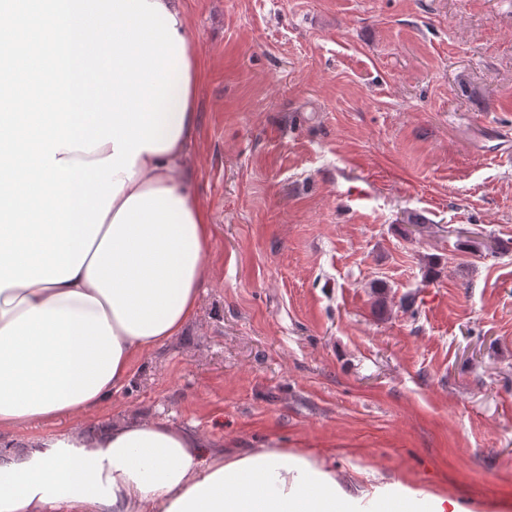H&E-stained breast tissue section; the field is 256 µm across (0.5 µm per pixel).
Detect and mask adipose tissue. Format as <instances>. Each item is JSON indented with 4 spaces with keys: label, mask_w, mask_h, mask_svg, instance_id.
<instances>
[{
    "label": "adipose tissue",
    "mask_w": 512,
    "mask_h": 512,
    "mask_svg": "<svg viewBox=\"0 0 512 512\" xmlns=\"http://www.w3.org/2000/svg\"><path fill=\"white\" fill-rule=\"evenodd\" d=\"M169 145L146 149L74 278L0 291V431L67 421L22 458L0 449V512H461L393 483L367 497L331 471L275 447L225 455L159 419L88 430L138 355L192 320L208 276V209L186 185L202 75L182 51Z\"/></svg>",
    "instance_id": "ef3b65f1"
}]
</instances>
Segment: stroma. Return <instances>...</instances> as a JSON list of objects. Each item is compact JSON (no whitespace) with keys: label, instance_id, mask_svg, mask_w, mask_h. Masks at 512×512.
<instances>
[{"label":"stroma","instance_id":"35a3bbf8","mask_svg":"<svg viewBox=\"0 0 512 512\" xmlns=\"http://www.w3.org/2000/svg\"><path fill=\"white\" fill-rule=\"evenodd\" d=\"M179 5L206 63L185 179L209 275L95 424L163 418L512 512V0Z\"/></svg>","mask_w":512,"mask_h":512}]
</instances>
